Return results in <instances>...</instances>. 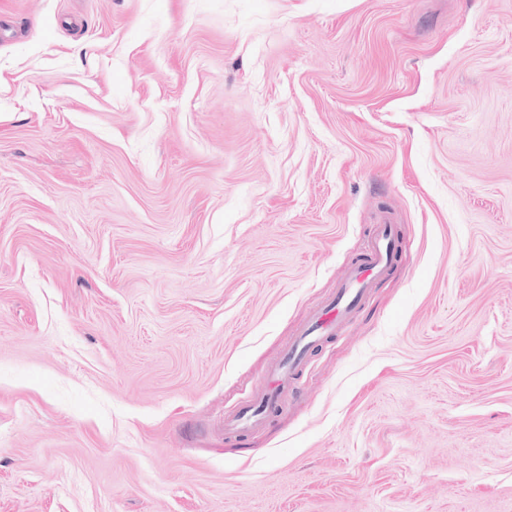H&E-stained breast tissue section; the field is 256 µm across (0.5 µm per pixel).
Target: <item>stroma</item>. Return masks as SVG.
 Returning <instances> with one entry per match:
<instances>
[{
  "label": "stroma",
  "instance_id": "35a3bbf8",
  "mask_svg": "<svg viewBox=\"0 0 512 512\" xmlns=\"http://www.w3.org/2000/svg\"><path fill=\"white\" fill-rule=\"evenodd\" d=\"M0 512H512V0H0ZM396 252L392 225L379 224L365 257L355 265L336 293L314 311L280 364L270 373L261 393L242 405L232 418H224V428L240 430L257 426L279 407L283 393L293 384L294 375L302 368L308 353L323 336L339 330L355 316L368 288L392 266Z\"/></svg>",
  "mask_w": 512,
  "mask_h": 512
}]
</instances>
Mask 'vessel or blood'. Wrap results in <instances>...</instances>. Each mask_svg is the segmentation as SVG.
<instances>
[{
    "mask_svg": "<svg viewBox=\"0 0 512 512\" xmlns=\"http://www.w3.org/2000/svg\"><path fill=\"white\" fill-rule=\"evenodd\" d=\"M396 252V236L391 225H378L368 251L351 270L346 282L314 311L280 364L270 373L266 387L242 405L233 417L225 419V427L239 430L257 426L278 408L283 393L292 385L308 353L323 336L340 329L355 316L369 288L392 266Z\"/></svg>",
    "mask_w": 512,
    "mask_h": 512,
    "instance_id": "obj_1",
    "label": "vessel or blood"
}]
</instances>
